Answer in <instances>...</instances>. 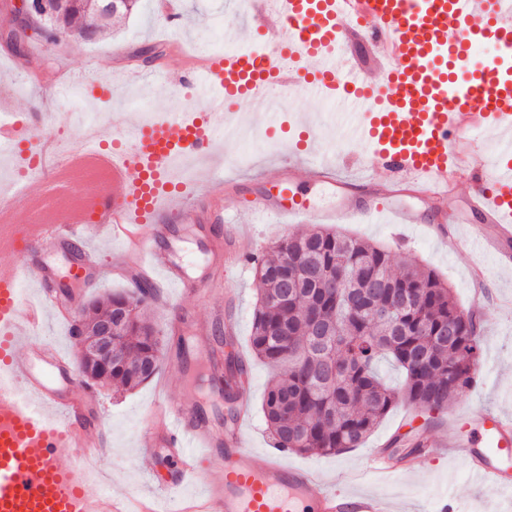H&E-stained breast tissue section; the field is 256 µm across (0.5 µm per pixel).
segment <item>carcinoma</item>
Instances as JSON below:
<instances>
[{"instance_id":"1","label":"carcinoma","mask_w":512,"mask_h":512,"mask_svg":"<svg viewBox=\"0 0 512 512\" xmlns=\"http://www.w3.org/2000/svg\"><path fill=\"white\" fill-rule=\"evenodd\" d=\"M98 0H68L55 42L90 38L138 12L99 23ZM262 288L253 310L249 346L277 369L262 411L278 448L335 455L359 447L400 401L418 413L442 412L472 386L481 339L475 319H461L451 288L413 260L393 270L390 252L327 230L276 242L271 255L252 258ZM149 295L116 293L92 302L78 320L91 334L107 314L121 320L122 364L93 384L134 389L156 373L166 338L148 315ZM387 359L404 375L401 388L379 377ZM247 374L233 353L224 355V391L231 395Z\"/></svg>"}]
</instances>
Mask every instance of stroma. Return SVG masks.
Wrapping results in <instances>:
<instances>
[{"label":"stroma","instance_id":"obj_1","mask_svg":"<svg viewBox=\"0 0 512 512\" xmlns=\"http://www.w3.org/2000/svg\"><path fill=\"white\" fill-rule=\"evenodd\" d=\"M182 26L186 53H211L227 46L229 27L243 23L236 0H181ZM169 32L156 0H142L140 8L120 29L91 40L67 38L60 46L50 47L29 40L25 54L13 53L0 39V103L12 111L38 114L53 124L66 146H78L84 129L68 121L72 102L56 88L57 76L66 72L84 93L86 105L101 116L124 113L130 119H141L135 103L142 100L150 109L181 106L176 88L131 83L125 79V68L144 66L151 60L152 48L167 39ZM340 107L331 100H319L295 92L285 106L275 112H256L251 104L237 102L241 131L224 139L216 150L218 164L214 174L238 180L245 196L277 194V162L296 144H304L306 155L319 157L324 145L340 142L341 127L328 124L330 113ZM310 117L315 126L314 138H301L294 124L296 115ZM468 179H460L446 199L449 214L457 219L452 233L456 249H448L438 237L421 224H391L378 218L371 222L332 223V231L361 238L385 247L396 261L411 258L434 270L453 288L462 306H469L474 294H481L477 310L480 318L481 357L487 360L486 376L462 393L449 407L448 413L424 417L411 413L409 407L396 405L357 448L338 455L289 453V463L316 468L336 487L351 491H371L389 500L394 512H436L441 493H448L452 512H512V496L472 481L461 454L419 466L415 474L396 480L365 470L363 461L371 449L401 439L404 445L423 440H455L458 429L449 413H465L486 407L512 415V308L502 306L512 299V262L503 264L491 254L474 250L471 240L484 229L467 208ZM314 222L281 224L275 219L256 220L251 212H243L234 223L226 225L225 235L242 233L251 241L253 255L268 254L273 244L286 236L313 230ZM481 264L487 278L474 285L472 269ZM224 310L238 320L235 335L240 352H248L254 305L261 284L249 261L225 270ZM249 386L244 395L251 410V421L245 429V443L258 459H265L274 449V439L266 427L262 401L271 369L251 360ZM185 373L177 347L165 351L158 374L148 383L126 392H113L111 387L97 390V400L104 409L103 425L109 445L94 455L92 462L101 471L108 487L116 494L151 493L153 478L165 474L162 460L142 454L138 447L140 434L148 428L149 408L158 394L179 397L186 389Z\"/></svg>","mask_w":512,"mask_h":512}]
</instances>
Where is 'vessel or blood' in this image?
I'll use <instances>...</instances> for the list:
<instances>
[{
    "label": "vessel or blood",
    "instance_id": "b4317fda",
    "mask_svg": "<svg viewBox=\"0 0 512 512\" xmlns=\"http://www.w3.org/2000/svg\"><path fill=\"white\" fill-rule=\"evenodd\" d=\"M238 6L257 35L256 48L192 60L209 99L205 117L172 114L133 125L119 119L115 132L132 142L112 152L99 147V133H87L84 149L69 152L56 172L66 176L87 161L106 167L92 209L28 212L32 232L23 247L0 250V512H164L169 499L177 512H392L385 498L331 487L311 469L285 463L281 453L257 459L244 446L246 403H239L233 427L224 428L192 395L174 402L159 397L152 408L158 426L141 438L143 453L172 460L171 474L152 494L115 495L89 478L88 456L107 443L92 387L76 380L69 353L37 341L50 317L77 336V318L58 286L97 284L102 267L88 246L97 231L108 230L121 246L113 269L119 278L149 282L163 275L181 299L207 292L220 278L224 226L240 210L235 185L215 176L200 193L173 183V166L179 158L209 155L237 128L226 105L240 98L260 102L297 90L336 100L346 140L370 142L390 176L364 187L341 176V154L329 151L305 165L290 155L277 165L283 190L292 193L302 180L328 185L337 205L316 208L294 196L285 207L251 203L252 212L284 224L305 217L351 223L383 212L400 224H443L446 212L417 211L406 199L445 198L467 171L470 207L493 230L476 247L512 246V148L504 147L488 181L459 148L463 131L512 129V0H239ZM488 43L494 52L476 58ZM51 141L46 127L34 130L16 113H0V151L15 153L26 142L34 147L26 184L41 182ZM184 224L199 225L215 240L203 253L205 276H188L173 259ZM29 281L37 288L33 300L26 297ZM222 303L215 296L209 321L190 329L195 355L210 364L218 329L237 328ZM460 420L479 429L458 443L471 478L511 492L512 419L480 408ZM437 453L431 444L403 458L376 448L366 466L399 478Z\"/></svg>",
    "mask_w": 512,
    "mask_h": 512
}]
</instances>
